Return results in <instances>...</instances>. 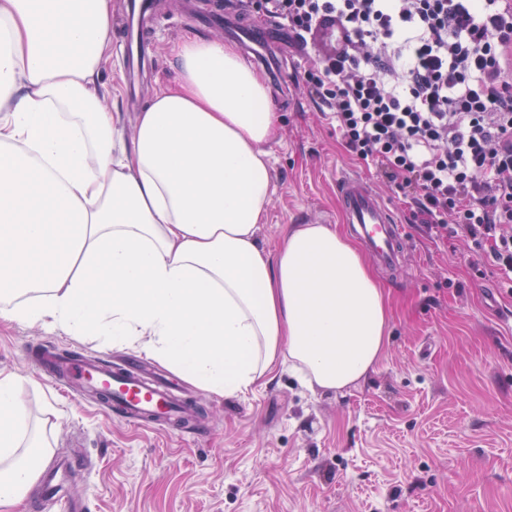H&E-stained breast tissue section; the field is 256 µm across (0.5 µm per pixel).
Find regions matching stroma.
I'll return each instance as SVG.
<instances>
[{
  "label": "stroma",
  "instance_id": "obj_1",
  "mask_svg": "<svg viewBox=\"0 0 512 512\" xmlns=\"http://www.w3.org/2000/svg\"><path fill=\"white\" fill-rule=\"evenodd\" d=\"M227 0H155L153 68L129 97L120 28L125 0H112V55L101 80L107 109L132 127L153 89L172 81L183 36L223 38L232 24L258 26L255 6ZM268 81L282 115L270 147L274 193L259 235L278 247L291 224L343 225L336 176L367 181L406 230L401 270L376 268L391 302L384 356L369 378L341 393L304 386L287 365L241 396L181 381L197 430L177 434L109 418L29 366L43 343L121 364L136 349L112 348L0 321V371L20 376V399L51 445L81 462L69 488L85 512H512V297L464 242L443 241L375 170L352 158L304 82L305 65L281 44L245 54Z\"/></svg>",
  "mask_w": 512,
  "mask_h": 512
}]
</instances>
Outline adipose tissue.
Segmentation results:
<instances>
[{"instance_id":"1","label":"adipose tissue","mask_w":512,"mask_h":512,"mask_svg":"<svg viewBox=\"0 0 512 512\" xmlns=\"http://www.w3.org/2000/svg\"><path fill=\"white\" fill-rule=\"evenodd\" d=\"M112 0H0V321L133 347L224 396L288 363L342 392L381 362L387 297L331 224L259 229L281 117L224 42L175 48L178 79L124 137L101 98ZM0 372V512L42 452Z\"/></svg>"}]
</instances>
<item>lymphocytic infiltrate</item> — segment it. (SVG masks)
<instances>
[{
  "label": "lymphocytic infiltrate",
  "mask_w": 512,
  "mask_h": 512,
  "mask_svg": "<svg viewBox=\"0 0 512 512\" xmlns=\"http://www.w3.org/2000/svg\"><path fill=\"white\" fill-rule=\"evenodd\" d=\"M304 46L333 14L352 40L306 69L343 145L512 282V6L506 0H260Z\"/></svg>",
  "instance_id": "f902f5d3"
}]
</instances>
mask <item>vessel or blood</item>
Returning a JSON list of instances; mask_svg holds the SVG:
<instances>
[{"label": "vessel or blood", "mask_w": 512, "mask_h": 512, "mask_svg": "<svg viewBox=\"0 0 512 512\" xmlns=\"http://www.w3.org/2000/svg\"><path fill=\"white\" fill-rule=\"evenodd\" d=\"M337 186L345 221L352 225L368 254L386 268H397L405 235L394 212L359 177L340 175ZM31 362L51 383L60 387L77 386L84 395L97 400L108 413L121 420L166 430L183 418L184 405L170 384L148 376L138 367L115 368L97 357H64L51 352L32 357ZM76 467V460L69 457L48 464L42 483L44 512H53L59 501L60 475Z\"/></svg>", "instance_id": "b4317fda"}]
</instances>
